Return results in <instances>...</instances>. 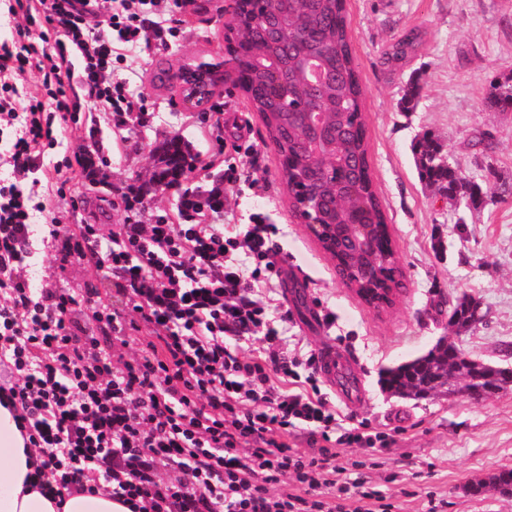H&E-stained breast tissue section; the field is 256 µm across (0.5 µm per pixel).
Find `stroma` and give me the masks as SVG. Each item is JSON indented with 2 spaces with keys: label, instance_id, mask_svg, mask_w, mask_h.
<instances>
[{
  "label": "stroma",
  "instance_id": "obj_1",
  "mask_svg": "<svg viewBox=\"0 0 512 512\" xmlns=\"http://www.w3.org/2000/svg\"><path fill=\"white\" fill-rule=\"evenodd\" d=\"M235 0H159V15L178 18L173 32L142 34L138 46L113 64L112 78L128 80L140 99L142 119L115 127L111 117L83 103L80 121L60 146L45 154L44 168L94 148L99 176L79 177L63 192L45 196L47 210L64 224H119L126 213L120 194L142 188L134 218L143 224L177 213L184 189L211 187L227 165L249 171L251 184L224 188V208L207 213L211 224L234 231L252 214L277 225L288 254L273 288L258 299L287 310L288 341L300 355L329 349L352 378L348 401L327 380L322 393L350 428L366 422L392 433L383 448L345 449L363 461V475L380 486L397 512H422L435 496L443 512H512V496L493 491L470 496L466 488L512 469V390L476 401L465 395L397 398L382 390V370L426 354L440 339L467 356L512 366V112L490 109V84L512 76V0H345L347 31L357 64L366 119L369 164L400 255L405 288L395 305L379 313L338 278L333 261L296 217L280 160L248 98L220 83L201 109L183 106L177 84H160L159 69L189 61L224 64V25ZM421 42L406 62L387 63L385 53L403 34ZM416 89L412 106L403 97ZM494 149L471 144L482 132ZM430 135L467 180L491 184L495 198L465 210L456 228L455 203L423 183L412 146ZM188 140L207 171L182 177L179 187L151 183L155 146ZM49 249L31 258L30 288H96L112 307L129 310L108 273L84 264L54 273ZM469 295L481 304L482 323L456 333L439 300ZM334 323H326L327 313Z\"/></svg>",
  "mask_w": 512,
  "mask_h": 512
}]
</instances>
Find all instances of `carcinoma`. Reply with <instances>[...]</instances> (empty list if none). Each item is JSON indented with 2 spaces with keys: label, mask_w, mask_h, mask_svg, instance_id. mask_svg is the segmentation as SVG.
I'll use <instances>...</instances> for the list:
<instances>
[{
  "label": "carcinoma",
  "mask_w": 512,
  "mask_h": 512,
  "mask_svg": "<svg viewBox=\"0 0 512 512\" xmlns=\"http://www.w3.org/2000/svg\"><path fill=\"white\" fill-rule=\"evenodd\" d=\"M303 18L305 27L321 34V38L304 41L309 58L325 66L330 82L316 89L299 76L296 55L285 51L283 45L270 37L271 28L278 27L288 38L302 37L294 28ZM248 21L254 34L255 47L276 58L277 69L288 82L282 83L267 69H260L237 57V80L259 112L269 137L280 157L282 176L291 199H296L297 179L306 180V188L330 203L333 196L355 194V202L371 224H384L386 217L374 189L368 162L366 123L361 109V86L356 64L347 36L344 0H245L241 13L232 17L226 26L234 28L241 19ZM419 43L417 33L410 31L393 43L386 60L400 63L409 58ZM316 96L319 104L336 119V147L345 165V173L336 179H324L317 174L318 158L307 149V134L293 115V110ZM491 106L497 111L512 110V78L492 86ZM419 155L420 174L428 182L437 183L450 196L462 192L469 197L482 193V188L462 177L449 160L441 154L440 146L430 138L414 145ZM157 156L153 180L169 185L194 168L197 155L185 140L173 137L154 148ZM374 253L380 269L401 272L394 262L397 255L392 239L376 237ZM480 302L464 297L453 305L450 320L460 332H467L479 316ZM440 382L430 387L453 394L470 396L475 389L493 388L503 391L512 386V369L491 365L467 357L456 346L436 345L427 354L387 369L381 379L383 388L400 398L425 397L423 386L434 379ZM488 485L502 493L512 494V470H500L489 479Z\"/></svg>",
  "instance_id": "1"
}]
</instances>
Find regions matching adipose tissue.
Segmentation results:
<instances>
[{"instance_id":"1","label":"adipose tissue","mask_w":512,"mask_h":512,"mask_svg":"<svg viewBox=\"0 0 512 512\" xmlns=\"http://www.w3.org/2000/svg\"><path fill=\"white\" fill-rule=\"evenodd\" d=\"M31 449L25 448L12 414L0 406V512H128L104 491L74 495L63 507L28 486L26 476L33 469Z\"/></svg>"}]
</instances>
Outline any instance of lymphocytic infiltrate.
<instances>
[{
    "instance_id": "1",
    "label": "lymphocytic infiltrate",
    "mask_w": 512,
    "mask_h": 512,
    "mask_svg": "<svg viewBox=\"0 0 512 512\" xmlns=\"http://www.w3.org/2000/svg\"><path fill=\"white\" fill-rule=\"evenodd\" d=\"M99 0H7L28 26L47 23L52 49L0 44V111L6 114L11 177L0 184V405L34 449L42 494L57 502L105 490L130 512H392L370 482L354 476L352 446L375 447L385 433L347 429L318 385L315 356L289 351L260 286L279 274L276 225L253 215L246 231L157 217L102 230L44 225L50 263L83 261L106 270L132 306L123 314L97 289L82 298L33 293L23 275L34 252L38 181L28 175L81 108L76 90L115 124L134 115L124 83L108 82L120 46L135 45L140 15L125 20ZM35 71L44 98L15 101L7 76ZM84 305L99 335L79 336ZM149 335H141V328ZM258 348L231 352L226 337ZM304 437L318 452L302 453ZM292 489H281L284 479ZM333 505H326L325 494Z\"/></svg>"
}]
</instances>
